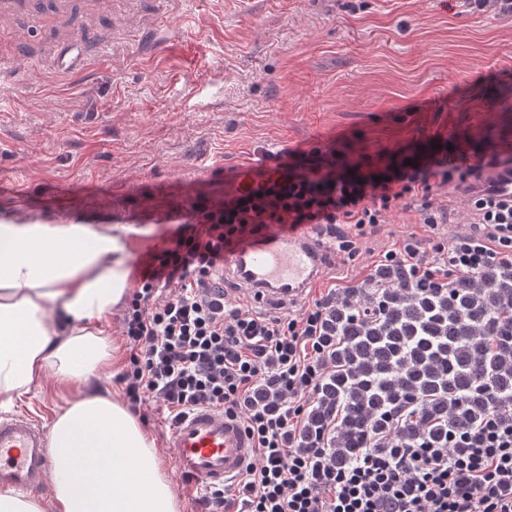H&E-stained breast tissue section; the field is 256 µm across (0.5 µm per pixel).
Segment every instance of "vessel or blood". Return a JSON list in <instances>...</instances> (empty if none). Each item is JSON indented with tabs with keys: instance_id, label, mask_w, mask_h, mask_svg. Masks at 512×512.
<instances>
[{
	"instance_id": "obj_1",
	"label": "vessel or blood",
	"mask_w": 512,
	"mask_h": 512,
	"mask_svg": "<svg viewBox=\"0 0 512 512\" xmlns=\"http://www.w3.org/2000/svg\"><path fill=\"white\" fill-rule=\"evenodd\" d=\"M64 74L84 73L88 57L80 41L60 45L54 55ZM81 224V215H64L55 204L37 211L0 209V222L14 224ZM327 252L309 235L271 225L234 256L238 281L258 292L260 301L289 304L321 277ZM166 452L178 475L203 488H224L253 458L252 443L236 419L199 409L174 424ZM52 458L42 425L24 414L0 415V490L39 494L46 487Z\"/></svg>"
}]
</instances>
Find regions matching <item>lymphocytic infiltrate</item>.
Wrapping results in <instances>:
<instances>
[{
  "instance_id": "f902f5d3",
  "label": "lymphocytic infiltrate",
  "mask_w": 512,
  "mask_h": 512,
  "mask_svg": "<svg viewBox=\"0 0 512 512\" xmlns=\"http://www.w3.org/2000/svg\"><path fill=\"white\" fill-rule=\"evenodd\" d=\"M294 156L284 150L274 173L239 184L147 253L122 318L129 358L117 381L131 410L160 406L175 422L210 408L244 426L253 461L232 489L203 495L204 512H512V405L492 407L477 428L460 431V452L403 441L394 427L372 429L340 465L332 418L303 445L336 371L328 342L336 310L366 311L364 290H383L385 281L371 275L299 311L265 316L215 285L227 255L270 225H310L327 250L351 256L399 208L436 228L445 190L468 202L471 231L438 245L443 261L411 235L380 265L409 268V294L424 283L445 289L463 276L487 278L512 269V193L482 185L480 167L444 155L383 180L337 168L299 172ZM340 224L346 235H337Z\"/></svg>"
}]
</instances>
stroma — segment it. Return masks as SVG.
<instances>
[{
    "mask_svg": "<svg viewBox=\"0 0 512 512\" xmlns=\"http://www.w3.org/2000/svg\"><path fill=\"white\" fill-rule=\"evenodd\" d=\"M449 0H13L0 36L38 17L35 67L0 73V206L139 223L130 275L163 246L152 214L205 210L290 149L299 170L426 157L433 145L512 154V18ZM73 13L76 24L64 21ZM84 42L90 66L55 71ZM427 233L398 211L308 293L363 282L404 236L465 231L466 205ZM75 394L45 377L12 409L49 424ZM55 68L63 74H81L87 69L88 56L76 39L60 45L54 55Z\"/></svg>",
    "mask_w": 512,
    "mask_h": 512,
    "instance_id": "1",
    "label": "stroma"
}]
</instances>
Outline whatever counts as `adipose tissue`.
<instances>
[{
	"label": "adipose tissue",
	"mask_w": 512,
	"mask_h": 512,
	"mask_svg": "<svg viewBox=\"0 0 512 512\" xmlns=\"http://www.w3.org/2000/svg\"><path fill=\"white\" fill-rule=\"evenodd\" d=\"M128 289L117 228L0 223V405L48 372L77 389L48 427L51 504L1 491L0 512H180L140 423L90 387L117 353L100 321Z\"/></svg>",
	"instance_id": "obj_1"
}]
</instances>
